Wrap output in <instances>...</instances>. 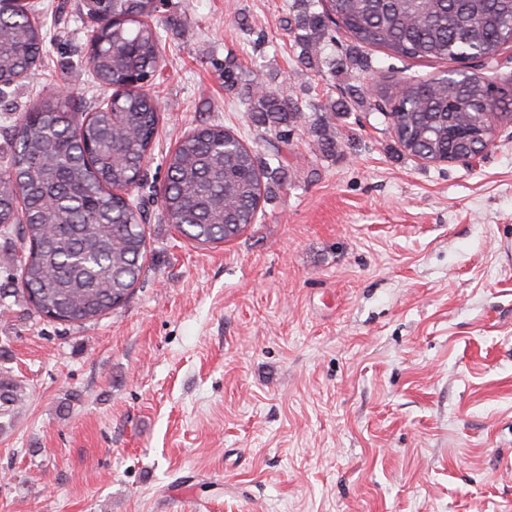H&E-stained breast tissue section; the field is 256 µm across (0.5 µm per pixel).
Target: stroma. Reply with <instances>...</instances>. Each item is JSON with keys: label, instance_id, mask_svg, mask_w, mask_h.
<instances>
[{"label": "stroma", "instance_id": "stroma-1", "mask_svg": "<svg viewBox=\"0 0 512 512\" xmlns=\"http://www.w3.org/2000/svg\"><path fill=\"white\" fill-rule=\"evenodd\" d=\"M46 50L0 98V157L43 93L105 96L83 0H36ZM294 0H159L158 134L132 195L147 258L126 303L80 323L0 301V512H512V123L470 165L402 152L344 90L429 78L327 35L298 63ZM357 53L341 71L331 60ZM297 102L288 167L254 224L200 247L162 215L163 160L197 128L270 133L225 59ZM329 121L334 153L314 127ZM21 396L18 383L7 372L0 371V414L19 402Z\"/></svg>", "mask_w": 512, "mask_h": 512}]
</instances>
